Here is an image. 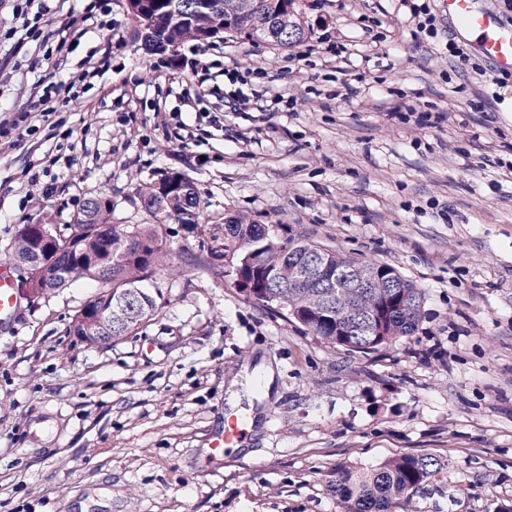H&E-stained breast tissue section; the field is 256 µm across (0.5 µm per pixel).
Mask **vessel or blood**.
<instances>
[{"instance_id":"b4317fda","label":"vessel or blood","mask_w":512,"mask_h":512,"mask_svg":"<svg viewBox=\"0 0 512 512\" xmlns=\"http://www.w3.org/2000/svg\"><path fill=\"white\" fill-rule=\"evenodd\" d=\"M443 5L462 33H479L478 53L489 59L497 71L512 73V26L504 25L493 13L477 9L475 0H443ZM244 433V418L228 414L222 431L209 444L211 454L220 456L225 449L239 447Z\"/></svg>"}]
</instances>
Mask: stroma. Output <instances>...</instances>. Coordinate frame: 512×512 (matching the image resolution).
I'll return each mask as SVG.
<instances>
[{
    "instance_id": "obj_1",
    "label": "stroma",
    "mask_w": 512,
    "mask_h": 512,
    "mask_svg": "<svg viewBox=\"0 0 512 512\" xmlns=\"http://www.w3.org/2000/svg\"><path fill=\"white\" fill-rule=\"evenodd\" d=\"M425 2L434 37L404 0H298L294 47L228 34L151 56L126 0L0 8V116L38 80L77 82L0 137V255L96 195L147 223L139 185L175 171L207 224H168L157 311L110 348L69 332L91 280L0 318V512H345L336 465L401 455L445 468L399 512H512V76L494 88ZM89 7L96 25L46 54ZM234 217L393 267L423 293L417 331L351 354L248 298L202 258ZM228 412L253 427L217 457Z\"/></svg>"
}]
</instances>
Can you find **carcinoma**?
<instances>
[{
    "mask_svg": "<svg viewBox=\"0 0 512 512\" xmlns=\"http://www.w3.org/2000/svg\"><path fill=\"white\" fill-rule=\"evenodd\" d=\"M182 1L190 5L194 0H150L155 14L159 36L183 43L196 40L195 33L219 27L224 18L238 11V0H212V9L186 16L175 23L173 9ZM290 0H254L253 8L242 21L257 30L266 27L272 17L285 16L287 23L295 21L288 12ZM142 209L151 218L150 224L112 223V205H100L90 197L75 217V223L61 230L55 224L46 228L55 239L48 259L69 268L66 279L39 281L43 296L47 297L68 287L79 278L94 280L99 268L112 274V288L136 290L141 293L138 316L125 324L112 322V327L100 326L88 331L78 326L70 328L76 336L90 346L109 347L132 334L142 321L154 314L156 302L145 288L157 270L168 262L167 242L161 226L172 221L193 232L201 224L199 199L193 188L164 193L157 183L140 185L137 190ZM259 251L263 266L249 272L258 294L257 302L278 309L285 317L301 318V325L327 344L349 353L369 354L380 351L398 339L410 336L422 318L423 295L416 285L407 280L413 290L416 311L396 316L388 326L389 335H364L347 344L336 336V324L318 318L324 306L323 291L314 283L293 286L288 282V244L272 236H263L260 224H247L240 219L231 220L209 231L208 256L227 259L237 264L254 251ZM7 260L26 266L33 260V252L21 244L10 247ZM381 289L342 288L334 298L337 310L344 316L365 314L376 307ZM444 463L427 455H402L377 465L355 467L342 465L331 476L329 486L336 497L346 504V512H394L407 506L417 490L434 477Z\"/></svg>",
    "mask_w": 512,
    "mask_h": 512,
    "instance_id": "obj_1",
    "label": "carcinoma"
}]
</instances>
